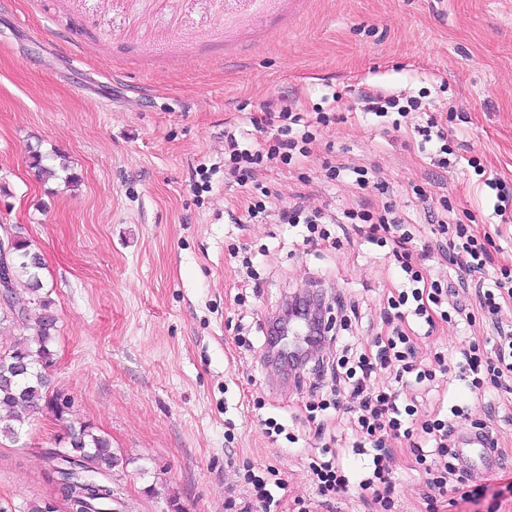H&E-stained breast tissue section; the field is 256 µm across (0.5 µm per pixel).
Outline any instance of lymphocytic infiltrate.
<instances>
[{
	"instance_id": "obj_1",
	"label": "lymphocytic infiltrate",
	"mask_w": 512,
	"mask_h": 512,
	"mask_svg": "<svg viewBox=\"0 0 512 512\" xmlns=\"http://www.w3.org/2000/svg\"><path fill=\"white\" fill-rule=\"evenodd\" d=\"M336 121L335 113L329 111L300 112L286 106L276 113L266 110L250 116L256 131L276 126V133L268 139L243 145L234 133L225 132L224 175L243 188L251 223L305 226L303 242L311 246L326 239V232L319 229L324 212L300 203L274 209L269 191L255 183L254 175L261 169L286 167L298 171L299 181H306L302 168L314 154L317 132ZM353 183L362 190L374 187L385 200L378 204L364 200L343 209L335 223L351 225L364 241L388 249L403 281L383 308L387 334L375 337L357 357H350L345 337L323 327L315 330L316 347L336 348L335 361H315L306 373L312 390L327 388L333 394L332 402H319L318 408L352 414L357 434L352 451L366 458L369 474L359 486L371 494L370 512H394L393 463L398 452L405 450L426 476L425 512L486 496L491 499L487 512H500L505 495L512 494V483L493 493L483 486L473 487L471 472L460 466L456 453L459 432L466 427L486 429V421L470 420L457 405L442 415H419L411 393L433 382L437 374L450 373L473 394L481 396L493 389L512 399V325L502 320L504 308L512 307V260L494 256L492 236L478 235L470 224L448 222L452 204L443 195L437 206L428 207L427 214L436 234L446 242L445 258L455 278H430L428 263L434 248L415 245L404 217L386 199V183L370 182L364 168L356 169ZM480 317L491 320L495 336L470 338L451 355L436 351L427 363L419 357L415 337L405 329L414 318L423 336L429 337L442 324L471 326ZM244 479L250 496L240 512H277L281 505L277 492L284 484L274 469L261 475L250 472Z\"/></svg>"
}]
</instances>
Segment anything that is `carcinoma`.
<instances>
[{
    "label": "carcinoma",
    "instance_id": "carcinoma-1",
    "mask_svg": "<svg viewBox=\"0 0 512 512\" xmlns=\"http://www.w3.org/2000/svg\"><path fill=\"white\" fill-rule=\"evenodd\" d=\"M43 268L41 256L31 248L24 236L13 247L10 261L11 302L0 307V331L27 325L35 305L40 313L35 319V333L24 344L0 351V441L15 442L23 425L44 410H54L48 395L46 368L53 356L51 344L57 332V319L52 317V302L42 293L38 270ZM29 296V304L19 305L20 294ZM26 364L24 373H14V363ZM68 446L57 448L53 455L58 464L54 482L56 491L66 502L69 512H116L123 505L117 489L112 487V470L119 458L109 440L82 422L68 421Z\"/></svg>",
    "mask_w": 512,
    "mask_h": 512
}]
</instances>
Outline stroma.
<instances>
[{
    "instance_id": "35a3bbf8",
    "label": "stroma",
    "mask_w": 512,
    "mask_h": 512,
    "mask_svg": "<svg viewBox=\"0 0 512 512\" xmlns=\"http://www.w3.org/2000/svg\"><path fill=\"white\" fill-rule=\"evenodd\" d=\"M224 2L0 0V225H21L43 259L58 320L49 390L109 439L126 512H230L247 497L246 470L268 466L286 482L278 512L298 499L363 512L354 489L318 506L311 392L275 365L266 337L270 318L315 291L356 301L348 333L370 342L400 270L372 245L306 251L288 225L243 222L242 194L219 171L224 130L252 142L242 111L335 98L344 120L318 136L310 185L284 168L260 174L274 206L300 190L313 207L351 205L353 186L325 180L322 162L373 166L422 239L432 233L411 186L427 182L453 199L450 220L496 233L512 255V226L482 183H512V0H278L263 21L231 25ZM376 92L421 100L410 128L444 119L455 167H435L433 144L393 131L391 117L360 111ZM35 152L72 183L39 177ZM204 166L212 189L198 197ZM421 398L485 413L443 376ZM265 419L284 434L267 438ZM67 442L46 411L0 444V502L53 497L49 451ZM394 477L397 512H424L408 455Z\"/></svg>"
}]
</instances>
